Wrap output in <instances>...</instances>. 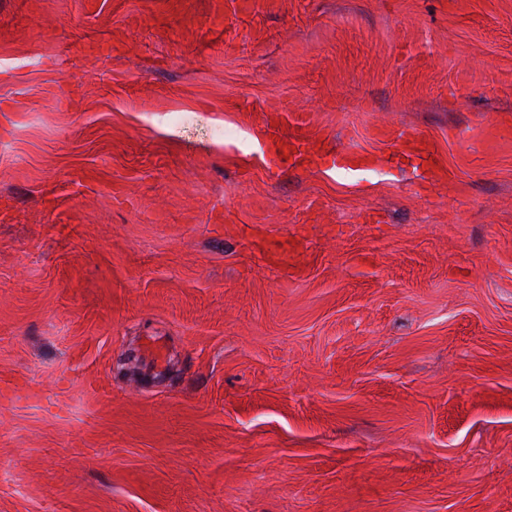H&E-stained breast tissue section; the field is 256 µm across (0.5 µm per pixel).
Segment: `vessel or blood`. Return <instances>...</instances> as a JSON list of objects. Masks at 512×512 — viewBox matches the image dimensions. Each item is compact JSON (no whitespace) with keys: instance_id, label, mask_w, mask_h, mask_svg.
I'll list each match as a JSON object with an SVG mask.
<instances>
[{"instance_id":"b4317fda","label":"vessel or blood","mask_w":512,"mask_h":512,"mask_svg":"<svg viewBox=\"0 0 512 512\" xmlns=\"http://www.w3.org/2000/svg\"><path fill=\"white\" fill-rule=\"evenodd\" d=\"M386 149L380 153L331 151L313 147L309 137L301 133L280 139L276 131L266 133L263 153L268 167L310 168L331 164L339 170L355 172L372 167L407 166L419 171L426 184L449 179L451 172L433 154L423 133L412 128L383 132Z\"/></svg>"}]
</instances>
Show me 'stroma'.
I'll use <instances>...</instances> for the list:
<instances>
[{
  "mask_svg": "<svg viewBox=\"0 0 512 512\" xmlns=\"http://www.w3.org/2000/svg\"><path fill=\"white\" fill-rule=\"evenodd\" d=\"M0 512H512V0H0ZM386 150L377 153L317 150L303 133L288 136L282 141L275 130H268L262 151L269 168H310L330 162L338 170L355 172L372 167H410L419 171L421 180L432 185L449 179L451 171L433 154L423 133L412 128L387 130L381 134ZM286 156V159H282ZM406 160V163L402 162Z\"/></svg>",
  "mask_w": 512,
  "mask_h": 512,
  "instance_id": "stroma-1",
  "label": "stroma"
}]
</instances>
